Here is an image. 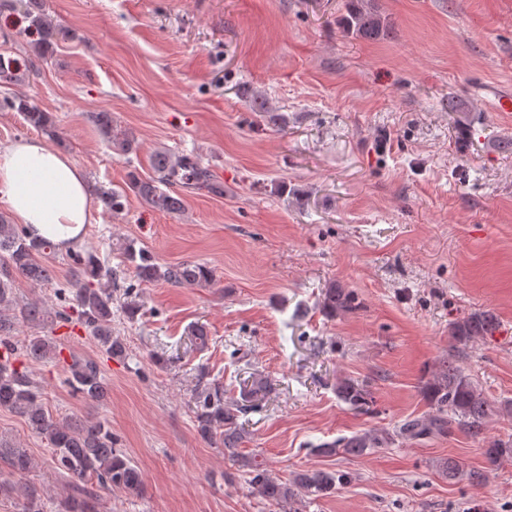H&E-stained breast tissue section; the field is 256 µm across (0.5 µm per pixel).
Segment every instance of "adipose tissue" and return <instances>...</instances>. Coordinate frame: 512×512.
I'll use <instances>...</instances> for the list:
<instances>
[{
	"label": "adipose tissue",
	"mask_w": 512,
	"mask_h": 512,
	"mask_svg": "<svg viewBox=\"0 0 512 512\" xmlns=\"http://www.w3.org/2000/svg\"><path fill=\"white\" fill-rule=\"evenodd\" d=\"M0 199L30 237L62 248L77 243L95 220L84 171L38 137L0 145Z\"/></svg>",
	"instance_id": "obj_1"
}]
</instances>
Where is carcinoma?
I'll return each instance as SVG.
<instances>
[{
  "label": "carcinoma",
  "mask_w": 512,
  "mask_h": 512,
  "mask_svg": "<svg viewBox=\"0 0 512 512\" xmlns=\"http://www.w3.org/2000/svg\"><path fill=\"white\" fill-rule=\"evenodd\" d=\"M366 0H349L346 25L353 34L365 39H380L387 24L374 10L364 5ZM22 9L30 26L40 34L38 52L45 54L56 41L64 36L57 27L38 12L37 0H16L10 8ZM1 108L20 113L24 122L51 136L56 135L52 117L40 111L23 98L6 99ZM100 135L112 144L115 151L128 155L136 150L135 138L117 128L110 112H95L91 115ZM151 166L156 176L141 178L129 174V188L152 208L167 214H177L184 208L183 198L170 187H182L190 191H206L215 196L224 194V188L193 154L174 156L166 150H157L151 156ZM55 248L49 240L39 242L28 238L23 227L10 223L0 215V349L9 354L0 356V408L8 409L24 417L31 431L49 444L58 466L71 477L79 480L95 479L103 486L115 487L125 493L138 496L143 489L140 471L132 466L115 448L112 431L103 423L91 420L62 422L53 417L43 405L42 390L29 373L16 366L12 358L14 344L12 330L15 325L39 324L44 321L46 309L38 301L21 304L14 299L16 277L21 276L32 285L52 282L55 268L38 255ZM125 267L132 270L135 282L121 287L126 281L123 270L104 267L96 254L70 252L75 280L80 282L72 301L74 307L62 306L55 311V319L70 323L74 320L85 326L94 336L101 349L111 358H123L126 345L122 338L112 333V304L115 293L123 291V309L128 318H135L141 311L137 299L136 284L164 282L176 287L207 288L213 284V271L195 261L161 264L147 249L136 246L133 241L120 244ZM320 308L324 315L334 317L357 309L353 292L331 286L322 293ZM498 325L496 315L489 311H475L453 323L451 334L461 346L474 343L493 334ZM24 352L31 361L60 358L61 350L49 336H31L24 343ZM68 384L85 398L99 401L106 395V386L98 362L93 358H71L68 364ZM270 390L266 377L255 375L249 386L243 388L240 399H224V385L209 379L208 373L199 372L189 400L200 436L224 449V455L242 462L251 493L269 505L286 507L288 512H300L302 500L299 494L313 499L328 497L342 483L350 480L349 474L341 470H302L291 474L283 481L274 476L267 466L240 454L244 439L241 416L261 409L260 402ZM421 394L434 414L428 417L411 418L404 421L395 433L385 430H369L351 437H341L324 442L314 451L320 455L343 454L355 457L377 448H385L397 439L417 440L449 432L453 427L465 431L476 440L485 439L487 419L498 413L485 397L478 385L463 371L445 361L430 373L421 386ZM336 397L351 409L367 414L373 405V397L367 384L351 378L336 382ZM493 460L512 459V438L496 439L484 449ZM0 459H5L13 470L24 475L31 470L32 461L23 448L0 447ZM441 474L450 479H467L480 485L485 477L478 472H465L451 459L438 463ZM63 512H98V502L93 495L81 490L68 497Z\"/></svg>",
  "instance_id": "carcinoma-1"
}]
</instances>
